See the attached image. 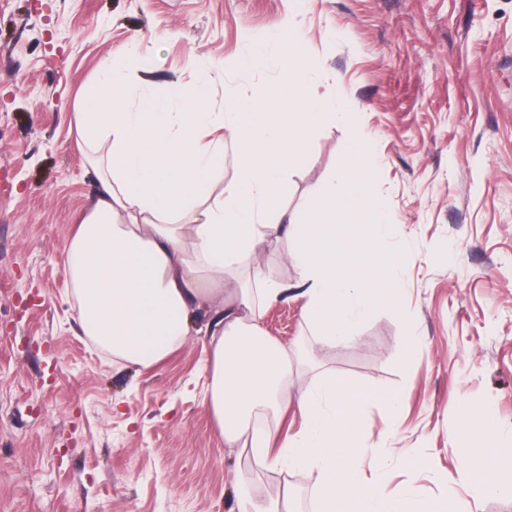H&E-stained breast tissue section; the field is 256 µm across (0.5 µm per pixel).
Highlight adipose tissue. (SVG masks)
Segmentation results:
<instances>
[{"label":"adipose tissue","mask_w":512,"mask_h":512,"mask_svg":"<svg viewBox=\"0 0 512 512\" xmlns=\"http://www.w3.org/2000/svg\"><path fill=\"white\" fill-rule=\"evenodd\" d=\"M278 45L285 61L279 83L251 99L225 92L220 112L206 109L205 80L135 97L111 58L101 61L100 80L84 91L76 115L77 143L98 185L65 246L73 310L83 334L114 362L145 368L186 342L193 312H210L205 399L226 448L249 452L266 468L316 469L317 512H434L409 494L388 493L384 469L365 470L372 448L354 425L377 406L397 429L398 394L358 388L332 373L314 388H296L297 351L262 329L265 309L288 292L255 262L272 240L300 259L303 318L315 343L352 340L375 299L394 306L402 295L370 284L372 255L342 261L335 239L307 237L309 226L341 214L378 239L395 233L372 192L374 161L363 141H352L348 168L312 190L308 224L280 228L275 201L284 169L307 153L315 129L351 115L334 111L330 93L311 85L308 51L297 38ZM212 125L226 128L234 143L238 178L225 197L213 193L224 173V143L205 142ZM292 405L303 415L296 434L280 442L257 428L260 412ZM463 410L480 422L475 445L459 459L467 496L512 498V482L497 476L512 464V448L498 447L492 408Z\"/></svg>","instance_id":"ef3b65f1"}]
</instances>
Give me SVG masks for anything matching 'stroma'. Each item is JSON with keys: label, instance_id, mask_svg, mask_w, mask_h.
<instances>
[{"label": "stroma", "instance_id": "1", "mask_svg": "<svg viewBox=\"0 0 512 512\" xmlns=\"http://www.w3.org/2000/svg\"><path fill=\"white\" fill-rule=\"evenodd\" d=\"M284 28L312 48L311 84L335 85L353 124L315 131L280 203L305 222L311 190L366 139L398 231L383 245L340 216L336 242L387 254L370 277L403 297L376 304L352 341L311 345L299 259L269 244L257 261L289 291L264 330L307 348L297 387L326 371L398 392L397 431L377 407L357 423L389 490L436 512H512L511 498L468 503L453 437L466 402L492 406L512 443V0H0V512H236L243 485L260 498L291 488L295 512H314L316 473L225 452L194 389L204 312L160 364H116L81 336L64 271L96 191L74 114L99 61L138 52L144 68L127 82L160 92L208 63L220 112L226 88L248 97L279 81Z\"/></svg>", "mask_w": 512, "mask_h": 512}]
</instances>
